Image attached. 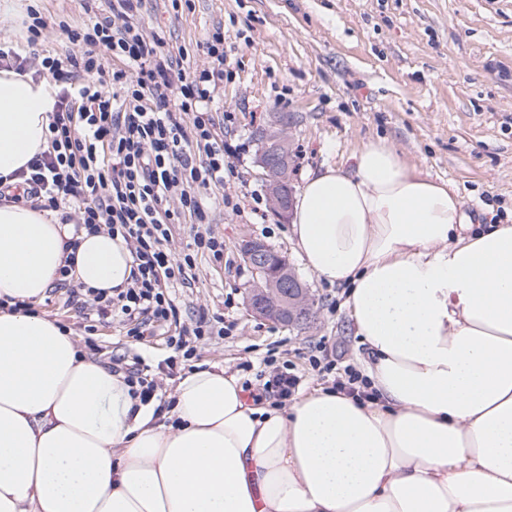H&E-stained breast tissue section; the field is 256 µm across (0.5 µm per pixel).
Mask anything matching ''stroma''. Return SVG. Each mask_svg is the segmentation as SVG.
<instances>
[{"label": "stroma", "instance_id": "stroma-1", "mask_svg": "<svg viewBox=\"0 0 512 512\" xmlns=\"http://www.w3.org/2000/svg\"><path fill=\"white\" fill-rule=\"evenodd\" d=\"M15 12L0 20V43L26 47L28 8L48 22L36 55L65 53V26H80L110 12V0H14ZM223 25L232 76L219 88L217 112L233 113L224 138L245 144L235 159L237 175L224 192L239 204L211 200L208 219L224 238V260H197L191 287L174 294L183 317L198 311L221 317L224 333L198 347L199 362L253 380L244 364L267 357L303 374L302 392L331 386L363 350L344 304V288L310 270L295 247L290 221L265 212L254 223L253 197L265 194L254 163L255 132L288 118L293 159L288 179L300 190L305 177L328 166H349L354 150L384 138L432 179L459 193L476 228L512 224V0H194L192 10L172 11L167 0H150L141 25L165 35L203 66L202 44ZM263 241L283 255L316 301L307 324L286 326L254 315L248 290L256 280L240 252L243 240ZM57 285L37 304L56 320L80 351L103 362L140 358L163 402L178 383L163 361L171 351L164 332L136 342L116 320L89 327L67 306ZM333 362L331 371L316 362Z\"/></svg>", "mask_w": 512, "mask_h": 512}]
</instances>
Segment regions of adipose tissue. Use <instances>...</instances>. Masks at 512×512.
<instances>
[{
  "instance_id": "ef3b65f1",
  "label": "adipose tissue",
  "mask_w": 512,
  "mask_h": 512,
  "mask_svg": "<svg viewBox=\"0 0 512 512\" xmlns=\"http://www.w3.org/2000/svg\"><path fill=\"white\" fill-rule=\"evenodd\" d=\"M57 89L0 69V184L49 144ZM293 202L306 265L348 290L367 397L315 388L247 403L239 376L187 373L166 420L83 355L41 302L72 277L125 288L121 238L0 202V512H512V224L398 149L363 144Z\"/></svg>"
}]
</instances>
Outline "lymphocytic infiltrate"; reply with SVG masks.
<instances>
[{
  "label": "lymphocytic infiltrate",
  "instance_id": "f902f5d3",
  "mask_svg": "<svg viewBox=\"0 0 512 512\" xmlns=\"http://www.w3.org/2000/svg\"><path fill=\"white\" fill-rule=\"evenodd\" d=\"M147 4L112 0L110 15L68 29L74 54L37 63L60 91L49 147L24 172L20 197L70 211L78 227L122 237L132 257L130 286L109 295L78 284L68 301L101 321L121 318L138 342L176 327L164 361L172 372L195 358L198 342L224 333L203 312L182 321L171 290L195 280L198 256L224 259L205 201L233 174L239 150L225 142L209 108L229 74L223 26L202 44L206 66L193 68L186 51L145 34L139 18ZM176 224L185 227L178 249Z\"/></svg>",
  "mask_w": 512,
  "mask_h": 512
}]
</instances>
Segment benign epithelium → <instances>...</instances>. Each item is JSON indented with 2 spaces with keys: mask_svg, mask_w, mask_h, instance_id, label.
<instances>
[{
  "mask_svg": "<svg viewBox=\"0 0 512 512\" xmlns=\"http://www.w3.org/2000/svg\"><path fill=\"white\" fill-rule=\"evenodd\" d=\"M259 137L273 144L272 148L257 155L256 164L265 175L270 209L284 218L292 206V192L287 178V127L280 123L274 129L261 131ZM241 252L249 267L260 275V280L249 291L251 307L257 314L290 323L311 319L315 301L303 288L288 262L265 243L255 239L243 241Z\"/></svg>",
  "mask_w": 512,
  "mask_h": 512,
  "instance_id": "obj_1",
  "label": "benign epithelium"
}]
</instances>
